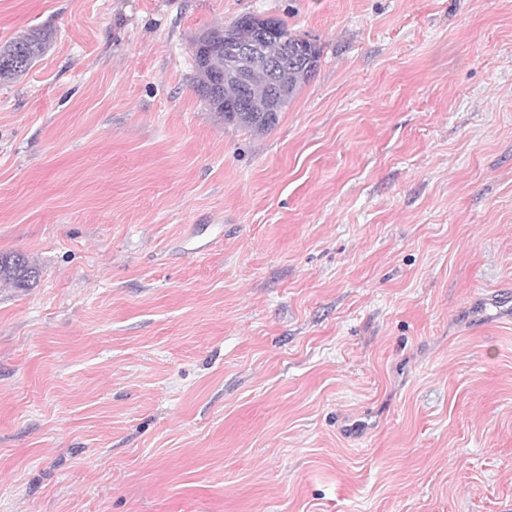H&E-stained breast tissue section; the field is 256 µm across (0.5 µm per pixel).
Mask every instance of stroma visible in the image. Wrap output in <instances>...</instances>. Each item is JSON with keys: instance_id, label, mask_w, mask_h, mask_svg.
Returning <instances> with one entry per match:
<instances>
[{"instance_id": "35a3bbf8", "label": "stroma", "mask_w": 512, "mask_h": 512, "mask_svg": "<svg viewBox=\"0 0 512 512\" xmlns=\"http://www.w3.org/2000/svg\"><path fill=\"white\" fill-rule=\"evenodd\" d=\"M321 48L259 133L191 49ZM0 512H512V0H0ZM244 16L227 27L214 28L204 31L202 37H196L192 41V51L198 75L197 89L201 96L208 102L210 109L224 119L227 124H234L257 132L268 131L275 126L278 112L286 110L290 102L295 98L303 84L307 83L317 71L320 64V49L315 41L293 34L281 22L276 23V31L256 40L258 50L254 55L231 56L224 49V40L231 44L233 53L247 54L251 50L253 29L267 34L275 27L269 19L255 18L263 23L254 28L241 25ZM236 31L241 40L238 42L231 36V30ZM229 30L224 34L225 31ZM301 53L303 55H301ZM308 58L309 68L305 56ZM298 54L299 62L291 63L293 55ZM288 59V70L282 76L284 79L285 102L279 108L270 110L273 96L270 75L263 65V60ZM237 69H244L250 74L248 90L249 111L245 104L240 102L233 112L224 110L235 105L241 94V87L236 84L231 73ZM306 69V70H305ZM224 72L228 75L224 77ZM217 76H223L221 85H216ZM244 112V113H238ZM54 33L42 28L23 31L0 45V83H11L26 74L46 52ZM38 275L37 268L21 253L0 254V283L26 288Z\"/></svg>"}]
</instances>
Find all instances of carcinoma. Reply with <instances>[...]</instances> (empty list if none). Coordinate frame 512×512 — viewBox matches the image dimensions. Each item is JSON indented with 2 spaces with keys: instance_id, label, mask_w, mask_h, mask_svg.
<instances>
[{
  "instance_id": "obj_1",
  "label": "carcinoma",
  "mask_w": 512,
  "mask_h": 512,
  "mask_svg": "<svg viewBox=\"0 0 512 512\" xmlns=\"http://www.w3.org/2000/svg\"><path fill=\"white\" fill-rule=\"evenodd\" d=\"M220 27L204 32L192 41L198 75L197 89L224 122L264 132L275 126L278 113L286 110L303 84L320 64L315 41L292 33L281 22L276 31L256 40L254 55L231 56L224 49ZM54 33L42 28L23 31L0 45V83H11L26 74L46 52ZM244 69L250 74L249 111L228 112L241 94L232 72ZM38 275L37 268L21 253L0 254V283L26 288Z\"/></svg>"
}]
</instances>
